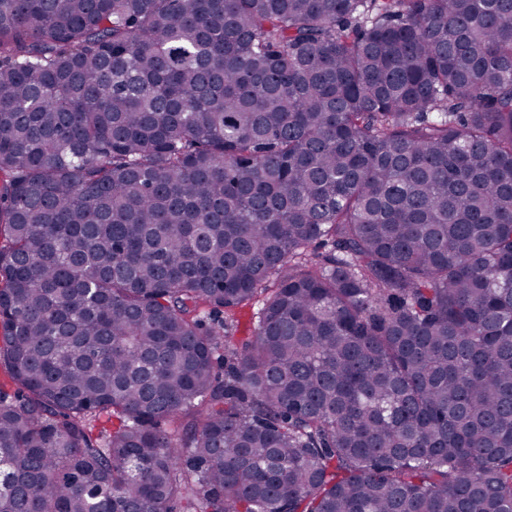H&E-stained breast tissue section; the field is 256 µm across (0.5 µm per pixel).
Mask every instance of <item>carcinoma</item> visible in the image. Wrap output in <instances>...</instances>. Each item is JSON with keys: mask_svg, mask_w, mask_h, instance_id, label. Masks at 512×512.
Segmentation results:
<instances>
[{"mask_svg": "<svg viewBox=\"0 0 512 512\" xmlns=\"http://www.w3.org/2000/svg\"><path fill=\"white\" fill-rule=\"evenodd\" d=\"M0 233V512H512V0H0Z\"/></svg>", "mask_w": 512, "mask_h": 512, "instance_id": "1", "label": "carcinoma"}]
</instances>
